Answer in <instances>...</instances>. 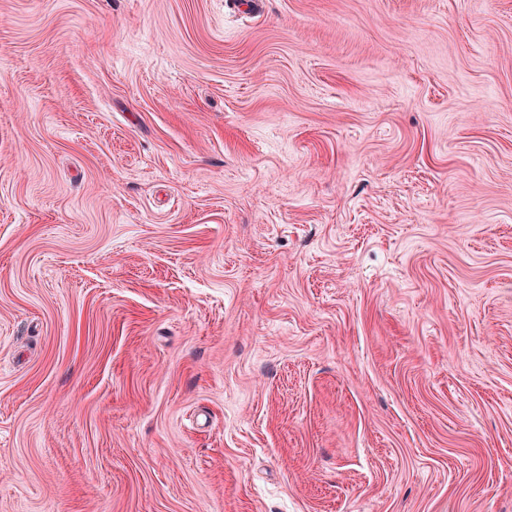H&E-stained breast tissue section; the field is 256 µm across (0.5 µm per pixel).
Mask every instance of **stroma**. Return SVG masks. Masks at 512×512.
<instances>
[{
	"mask_svg": "<svg viewBox=\"0 0 512 512\" xmlns=\"http://www.w3.org/2000/svg\"><path fill=\"white\" fill-rule=\"evenodd\" d=\"M0 512H512V0H0Z\"/></svg>",
	"mask_w": 512,
	"mask_h": 512,
	"instance_id": "1",
	"label": "stroma"
}]
</instances>
